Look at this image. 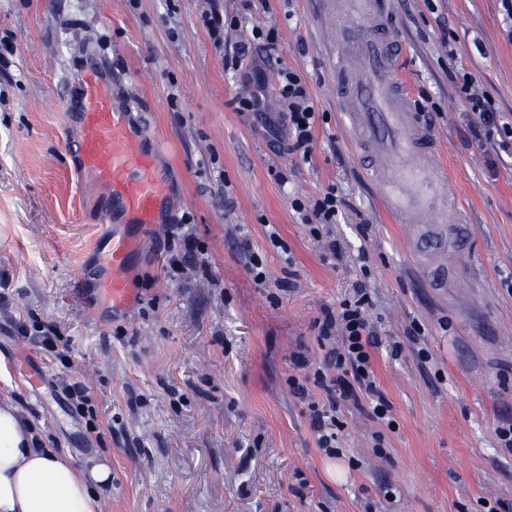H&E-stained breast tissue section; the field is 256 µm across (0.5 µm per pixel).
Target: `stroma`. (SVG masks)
Returning a JSON list of instances; mask_svg holds the SVG:
<instances>
[{
  "label": "stroma",
  "mask_w": 512,
  "mask_h": 512,
  "mask_svg": "<svg viewBox=\"0 0 512 512\" xmlns=\"http://www.w3.org/2000/svg\"><path fill=\"white\" fill-rule=\"evenodd\" d=\"M240 24L215 38L207 0H0V397L45 445L77 465L112 469L108 512H488L512 502V150L475 141L468 103L448 72H472L512 114V42L498 0H397L393 33L411 97L438 108L432 129L448 166L445 210L462 207L472 254L428 275L408 251L344 130L324 42V0H224ZM276 27L268 75L306 81L326 123L311 160L273 152L280 133L238 111L251 85L237 43ZM104 65L112 96L156 134L171 182L167 218L190 225L207 270L172 267L180 239L138 232L127 277L136 298L116 311L97 291L100 193L83 189L68 153L75 122L60 112L81 72ZM283 171L286 182L274 179ZM336 185L346 203L313 240L290 202ZM276 227L286 249L274 248ZM267 272L257 286L241 241ZM293 286L280 291L287 271ZM474 285L461 296L455 284ZM365 284L379 345L377 380L395 428L365 400L339 402L340 453L316 443L288 379L326 348L316 322ZM419 335H409L411 323ZM59 336L47 352L33 326ZM428 361H421L420 352ZM47 375L36 401L18 361ZM81 381L77 413L65 384Z\"/></svg>",
  "instance_id": "obj_1"
}]
</instances>
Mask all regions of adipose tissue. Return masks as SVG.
I'll use <instances>...</instances> for the list:
<instances>
[{
  "mask_svg": "<svg viewBox=\"0 0 512 512\" xmlns=\"http://www.w3.org/2000/svg\"><path fill=\"white\" fill-rule=\"evenodd\" d=\"M107 464L77 466L44 447L31 423L0 400V512H104Z\"/></svg>",
  "mask_w": 512,
  "mask_h": 512,
  "instance_id": "adipose-tissue-1",
  "label": "adipose tissue"
}]
</instances>
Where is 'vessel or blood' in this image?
I'll use <instances>...</instances> for the list:
<instances>
[{
    "mask_svg": "<svg viewBox=\"0 0 512 512\" xmlns=\"http://www.w3.org/2000/svg\"><path fill=\"white\" fill-rule=\"evenodd\" d=\"M324 23L338 35L332 67L336 94L350 118L349 136L363 149L389 208L402 219L407 242L426 267L442 266L450 256L467 262L468 246L454 235L465 221L463 213L445 218L436 201L439 184L448 180L447 167L398 78L400 46L392 36L391 0H334ZM74 119L78 136L69 146L73 168L104 190L110 216L127 226L102 250L106 273L100 283L113 309L122 310L133 299L126 269L134 231L162 223L167 178L156 164L151 132L113 103L111 85L101 72L81 77ZM444 221L449 230L430 235L432 225Z\"/></svg>",
    "mask_w": 512,
    "mask_h": 512,
    "instance_id": "1",
    "label": "vessel or blood"
}]
</instances>
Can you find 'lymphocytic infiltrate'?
Instances as JSON below:
<instances>
[{
  "label": "lymphocytic infiltrate",
  "mask_w": 512,
  "mask_h": 512,
  "mask_svg": "<svg viewBox=\"0 0 512 512\" xmlns=\"http://www.w3.org/2000/svg\"><path fill=\"white\" fill-rule=\"evenodd\" d=\"M450 78L459 95L470 105L468 130L473 139L487 141L493 138L512 141V118L497 111L491 96L481 90L473 73L457 70ZM278 94L286 106L281 121L287 129L285 139L279 140L283 153L301 160H309L314 147L313 130L319 119L304 79L293 69L282 68L277 73ZM343 205L335 186L323 189L313 201L294 198L291 208L310 236L321 240L324 226L335 223ZM370 305L364 289H356L353 296L340 301L337 309L325 311L318 323L319 335L330 344L319 369L308 370L307 361L297 358L305 368L302 378H289L292 391L308 401L311 425L319 448L333 455L341 423L336 416L339 401L360 395L366 400L374 417L394 426L389 399L378 385L372 369V352L377 345V333L368 319ZM318 388L323 400L310 399V388Z\"/></svg>",
  "instance_id": "lymphocytic-infiltrate-1"
}]
</instances>
